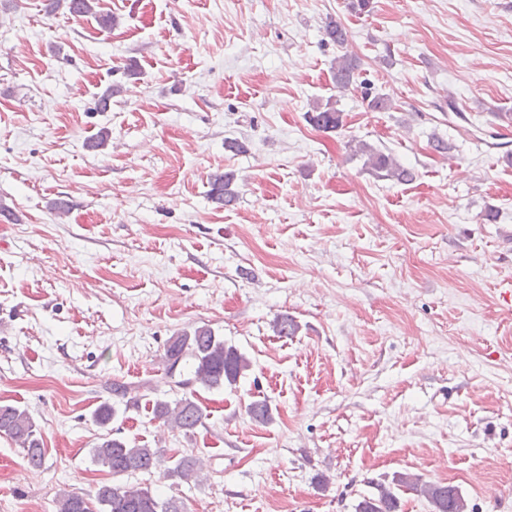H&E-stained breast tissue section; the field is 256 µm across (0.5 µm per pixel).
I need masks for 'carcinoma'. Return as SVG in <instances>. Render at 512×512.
<instances>
[{
	"label": "carcinoma",
	"instance_id": "carcinoma-1",
	"mask_svg": "<svg viewBox=\"0 0 512 512\" xmlns=\"http://www.w3.org/2000/svg\"><path fill=\"white\" fill-rule=\"evenodd\" d=\"M97 0H45V10L52 14L66 7L73 17L94 14ZM324 34L331 42L342 47L347 43V31L335 21L328 22ZM360 61L344 53L336 57L333 76L336 89L345 91L356 84ZM363 100L372 112L391 109L390 98L374 94L366 87L362 90ZM308 121L321 131H336L343 125L342 112L330 100L318 103L307 113ZM354 154L365 157V167L376 177L397 182L413 179L414 172L402 166L390 152H385L363 140H351ZM235 181L230 172L211 174L210 197L224 206L237 202L239 193L232 188ZM273 332L281 337L295 336L300 330L299 323L282 314L273 320ZM167 367L179 366L180 374L188 386V393L173 401H157L153 412L162 424L184 434L192 433L203 424V413L193 400L196 389L221 390L234 386L250 370L251 361L236 347L224 342L209 326H199L191 332H183L170 338L164 353ZM247 413L260 424L272 420L271 408L265 400L248 404ZM11 439L24 451L27 465L34 469L42 467L45 448L40 430L30 413L17 406H0V435ZM93 459L108 468L112 476L118 477L136 473L151 474L155 471L163 477H177L182 481L200 480L203 471L202 460L193 455L164 458L157 448L128 442L105 434L91 449ZM404 488L425 500L431 512H467V503L453 485L431 483L417 474L399 473L389 482L378 481L373 491L361 497L355 505V512H398L399 498L396 490ZM55 512H186L184 502L170 497L163 498L149 487L126 483L101 484L93 491H66L54 501Z\"/></svg>",
	"mask_w": 512,
	"mask_h": 512
}]
</instances>
